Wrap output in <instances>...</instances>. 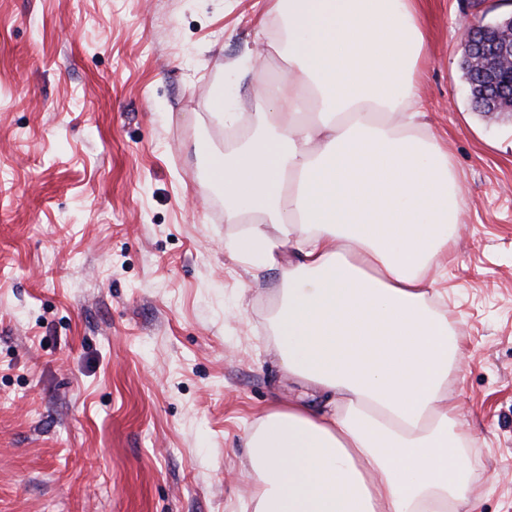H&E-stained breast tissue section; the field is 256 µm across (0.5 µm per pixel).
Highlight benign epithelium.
Masks as SVG:
<instances>
[{"label":"benign epithelium","instance_id":"obj_1","mask_svg":"<svg viewBox=\"0 0 512 512\" xmlns=\"http://www.w3.org/2000/svg\"><path fill=\"white\" fill-rule=\"evenodd\" d=\"M463 64L479 82L473 103L491 112L512 106V12L493 23L476 22L465 32Z\"/></svg>","mask_w":512,"mask_h":512}]
</instances>
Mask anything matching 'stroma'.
<instances>
[{
  "mask_svg": "<svg viewBox=\"0 0 512 512\" xmlns=\"http://www.w3.org/2000/svg\"><path fill=\"white\" fill-rule=\"evenodd\" d=\"M427 122L465 221L436 269L465 363L448 401L512 512V113L471 108L469 0H420ZM265 0H0V512H251L243 439L309 395L281 367L280 274L224 247L200 144L253 112Z\"/></svg>",
  "mask_w": 512,
  "mask_h": 512,
  "instance_id": "1",
  "label": "stroma"
}]
</instances>
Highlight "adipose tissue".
<instances>
[{
    "label": "adipose tissue",
    "instance_id": "adipose-tissue-1",
    "mask_svg": "<svg viewBox=\"0 0 512 512\" xmlns=\"http://www.w3.org/2000/svg\"><path fill=\"white\" fill-rule=\"evenodd\" d=\"M288 81L217 112L252 136L208 158L238 225L227 250L281 273L283 370L324 395L268 409L245 437L252 512H463L480 493L448 403L462 360L432 268L465 200L424 116L416 0H268Z\"/></svg>",
    "mask_w": 512,
    "mask_h": 512
}]
</instances>
